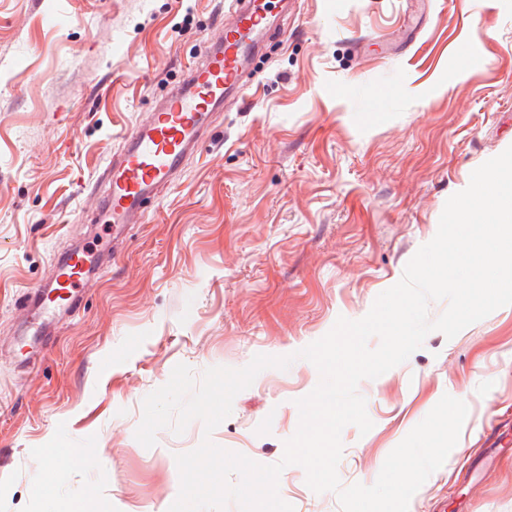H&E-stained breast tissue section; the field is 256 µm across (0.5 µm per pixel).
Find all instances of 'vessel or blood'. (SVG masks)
Listing matches in <instances>:
<instances>
[{
    "label": "vessel or blood",
    "instance_id": "1",
    "mask_svg": "<svg viewBox=\"0 0 512 512\" xmlns=\"http://www.w3.org/2000/svg\"><path fill=\"white\" fill-rule=\"evenodd\" d=\"M275 0H239L224 18L220 34L209 40L204 54L183 79L157 102L147 119L121 139L100 180L103 193L92 196L100 224L124 227L142 223L149 203L179 176L186 158L207 133L213 113L227 100L242 96V71L254 55ZM51 283L26 293V305L37 314L73 304L94 267L88 253L74 249L55 259Z\"/></svg>",
    "mask_w": 512,
    "mask_h": 512
}]
</instances>
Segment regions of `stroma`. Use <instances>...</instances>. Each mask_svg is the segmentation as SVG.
<instances>
[{
    "instance_id": "obj_1",
    "label": "stroma",
    "mask_w": 512,
    "mask_h": 512,
    "mask_svg": "<svg viewBox=\"0 0 512 512\" xmlns=\"http://www.w3.org/2000/svg\"><path fill=\"white\" fill-rule=\"evenodd\" d=\"M232 0H0V512H168L176 454L202 422L135 438L177 364L195 377L294 355L208 437L272 465L318 384L297 351L358 320L435 236L447 199L512 146V0H281L242 100L127 232L78 310L33 335L22 295L55 256L109 240L87 192L123 134L200 55ZM358 392L373 422L341 434L342 486L372 485L443 395L459 440L409 512H512V306L430 332ZM75 449L69 472L51 443ZM294 512H341L297 465Z\"/></svg>"
}]
</instances>
